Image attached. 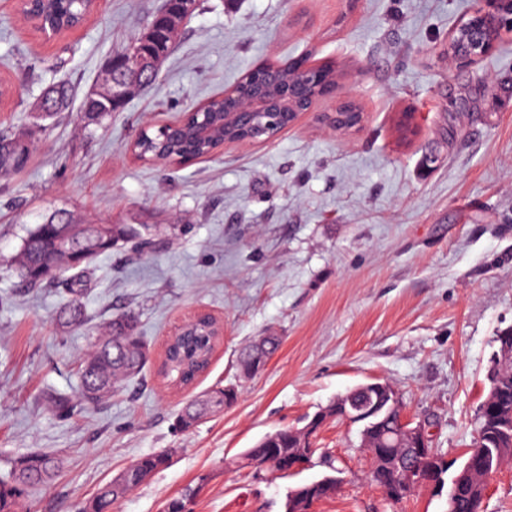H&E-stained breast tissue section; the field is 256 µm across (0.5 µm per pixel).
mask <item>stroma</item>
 <instances>
[{"mask_svg": "<svg viewBox=\"0 0 512 512\" xmlns=\"http://www.w3.org/2000/svg\"><path fill=\"white\" fill-rule=\"evenodd\" d=\"M471 0H198L157 80L123 111L83 126L78 110L35 134L27 168L0 179V475L33 452L60 458L26 512H77L141 456L169 465L112 512H163L201 484L189 512H283L289 489L321 479L229 469L266 434L304 426L349 389L385 381L406 417L431 424L452 469L396 503L365 474L358 429L326 421L315 445L339 487L313 512H448L453 469L466 459L500 332L512 329V32L478 64L444 52ZM161 0H102L44 40L0 0V131L33 126L42 91L98 83L108 56L143 29ZM333 64V97L275 139L187 166L149 165L126 145L148 126L223 96L256 65ZM353 97L363 127L342 136L319 119ZM418 113L417 135L398 116ZM65 212L86 224L154 228L85 271L83 328L63 327L70 282L22 288L13 271L27 230ZM205 311L224 324L208 369L191 385L161 371L175 329ZM138 319L149 358L112 398L63 417L53 390L77 397L79 358L111 317ZM282 338L266 368L240 372L248 341ZM235 385L223 413L183 430L176 416L202 393Z\"/></svg>", "mask_w": 512, "mask_h": 512, "instance_id": "35a3bbf8", "label": "stroma"}]
</instances>
